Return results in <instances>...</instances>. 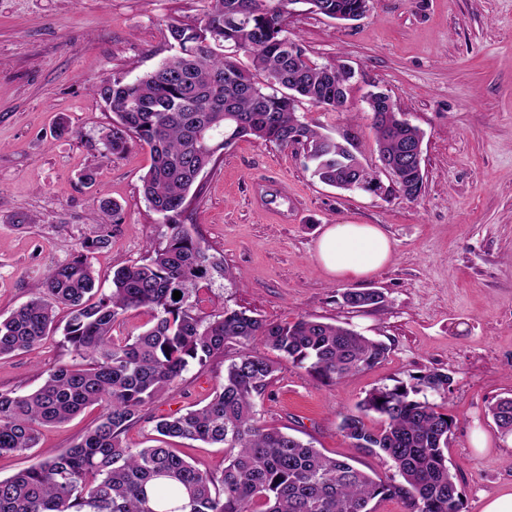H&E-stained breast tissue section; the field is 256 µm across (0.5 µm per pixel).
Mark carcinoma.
<instances>
[{
    "label": "carcinoma",
    "instance_id": "carcinoma-1",
    "mask_svg": "<svg viewBox=\"0 0 512 512\" xmlns=\"http://www.w3.org/2000/svg\"><path fill=\"white\" fill-rule=\"evenodd\" d=\"M363 0H209L196 25H173L175 53L134 80L112 76L95 91L112 112L103 136L107 153L131 143L149 148L142 177L149 209L160 215L165 242L148 256L112 271V289L96 288L90 260L107 247L102 231L69 262L50 269L43 294L0 320V357L29 351L55 330L56 310L80 362L50 371L36 389L0 390V454L39 444L41 428L62 424L103 405L106 411L79 441L0 479V512H375L373 502L398 498L409 512H461L456 475L448 467L453 419L444 405L452 377L439 369L372 388L339 424L352 445L392 461L396 477L375 479L311 443L265 426L258 399L279 362L253 350L261 341L278 357L325 383L375 368L388 346L352 328L302 316L266 322L226 308L207 319L199 293L229 271L184 224L188 195L223 151L243 139L282 148L300 146L306 166L341 190L380 188L351 150L300 116L299 103L347 112L352 72L344 63L318 66L288 36L285 14L296 3L337 20H358ZM295 46L288 54L284 44ZM231 47L250 59L243 67ZM378 161L391 162L420 129L368 96ZM395 185L409 200L424 188L422 163L403 168ZM181 298L173 299V292ZM350 309L378 308L385 295L370 288L341 293ZM148 320L139 332L116 336L132 314ZM244 348L224 381L200 408L153 416L152 444L132 448L123 434L189 367H204L224 346ZM492 418L512 435V396L496 400ZM200 441L224 449L216 477L172 448Z\"/></svg>",
    "mask_w": 512,
    "mask_h": 512
}]
</instances>
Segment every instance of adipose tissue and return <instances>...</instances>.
I'll list each match as a JSON object with an SVG mask.
<instances>
[{
    "mask_svg": "<svg viewBox=\"0 0 512 512\" xmlns=\"http://www.w3.org/2000/svg\"><path fill=\"white\" fill-rule=\"evenodd\" d=\"M390 239L376 224H328L316 246L320 266L338 280L358 281L388 261Z\"/></svg>",
    "mask_w": 512,
    "mask_h": 512,
    "instance_id": "1",
    "label": "adipose tissue"
}]
</instances>
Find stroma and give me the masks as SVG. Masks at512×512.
<instances>
[{
  "label": "stroma",
  "mask_w": 512,
  "mask_h": 512,
  "mask_svg": "<svg viewBox=\"0 0 512 512\" xmlns=\"http://www.w3.org/2000/svg\"><path fill=\"white\" fill-rule=\"evenodd\" d=\"M208 0H0V318L44 289L50 268L73 259L117 202L123 221L95 252L99 272L139 261L164 228L141 190L150 165L134 144L105 156L112 121L93 87L132 80L173 52L168 28L197 24ZM291 37L317 64L344 63L350 111L310 104L301 115L320 132L349 141L365 167L378 156L369 92L388 93L423 133L425 188L343 192L313 178L302 150L241 140L190 194L187 223L224 260L230 279L200 294L201 315L224 307L273 322L309 316L385 342L374 369L327 385L282 364L259 401L262 423L350 459L368 473L393 475L390 460L352 447L339 429L366 393L433 368L454 382L445 399L454 425L448 466L463 512L512 493V438L488 407L512 393V0H373L343 22L291 5ZM68 133L56 135L58 125ZM327 224H377L392 241L390 260L363 280L381 290L379 308L343 306L344 281L320 268L316 243ZM240 353L226 345L206 367L190 368L151 409L167 415L208 402ZM62 333L31 353L0 357V389L28 391L49 370L78 363ZM92 409L42 428L37 448L0 455V478L64 451L99 416ZM484 447H476L477 439Z\"/></svg>",
  "instance_id": "stroma-1"
}]
</instances>
